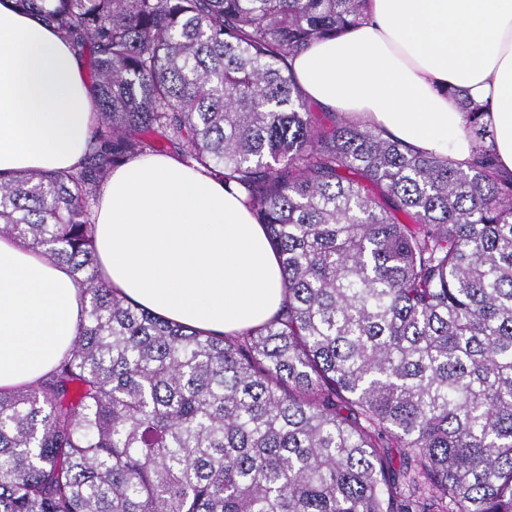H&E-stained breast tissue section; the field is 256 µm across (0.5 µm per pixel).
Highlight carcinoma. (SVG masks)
Wrapping results in <instances>:
<instances>
[{
	"mask_svg": "<svg viewBox=\"0 0 512 512\" xmlns=\"http://www.w3.org/2000/svg\"><path fill=\"white\" fill-rule=\"evenodd\" d=\"M16 5L85 59L96 121L78 167L0 175V236L88 302L54 370L0 393V512H512V174L484 106L464 167L315 112L290 60L365 0ZM160 142L264 225L269 323L203 336L100 279V186Z\"/></svg>",
	"mask_w": 512,
	"mask_h": 512,
	"instance_id": "obj_1",
	"label": "carcinoma"
}]
</instances>
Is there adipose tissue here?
Instances as JSON below:
<instances>
[{
    "label": "adipose tissue",
    "mask_w": 512,
    "mask_h": 512,
    "mask_svg": "<svg viewBox=\"0 0 512 512\" xmlns=\"http://www.w3.org/2000/svg\"><path fill=\"white\" fill-rule=\"evenodd\" d=\"M308 99L414 148L466 163L450 90L486 105L495 163L512 173V0H366L360 23L293 62ZM96 114L81 58L0 0V172L82 161ZM99 274L132 303L208 336L273 318L282 270L237 189L177 156L113 169L94 208ZM85 294L68 265L0 236V391L35 384L71 349Z\"/></svg>",
    "instance_id": "adipose-tissue-1"
}]
</instances>
